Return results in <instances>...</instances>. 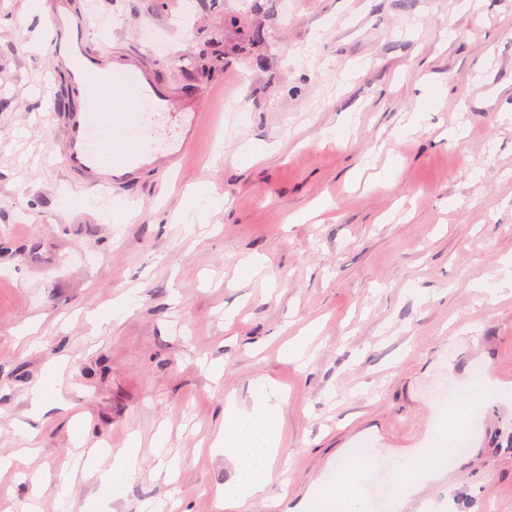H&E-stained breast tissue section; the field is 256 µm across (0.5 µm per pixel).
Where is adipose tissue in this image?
Listing matches in <instances>:
<instances>
[{"mask_svg": "<svg viewBox=\"0 0 512 512\" xmlns=\"http://www.w3.org/2000/svg\"><path fill=\"white\" fill-rule=\"evenodd\" d=\"M486 395L483 387L468 385L456 389L448 397V437L425 454L403 452L390 457V468L397 481L387 499L389 512H402L409 497L418 493L426 480L438 478L437 458L452 452V435L468 425L475 406ZM280 407L281 394L268 382L254 387L250 408L239 407L235 399H228L224 431L214 442L215 448L224 452L236 467L235 479L224 487L225 512H237L246 501L265 497L280 439ZM362 479V468L350 457H342L304 500L301 512H372V504L357 491Z\"/></svg>", "mask_w": 512, "mask_h": 512, "instance_id": "ef3b65f1", "label": "adipose tissue"}]
</instances>
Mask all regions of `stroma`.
<instances>
[{"label":"stroma","instance_id":"35a3bbf8","mask_svg":"<svg viewBox=\"0 0 512 512\" xmlns=\"http://www.w3.org/2000/svg\"><path fill=\"white\" fill-rule=\"evenodd\" d=\"M71 2L98 60L167 95L170 134L198 119L176 171L100 196L64 165L82 102L60 23L0 0V457L35 450L0 471V512H222L233 465L212 444L259 380L282 397L275 512L353 449L429 447L442 384L481 368L512 393V297L490 295L512 257V0ZM200 186L227 208L189 236ZM252 256L266 268L249 279ZM132 288L135 309L94 331ZM307 328L299 369L282 347ZM53 363L67 406L33 413ZM480 411L403 512H512V396ZM132 437L143 462L119 496L73 470L90 450L109 468Z\"/></svg>","mask_w":512,"mask_h":512}]
</instances>
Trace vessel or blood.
Returning <instances> with one entry per match:
<instances>
[{"label":"vessel or blood","mask_w":512,"mask_h":512,"mask_svg":"<svg viewBox=\"0 0 512 512\" xmlns=\"http://www.w3.org/2000/svg\"><path fill=\"white\" fill-rule=\"evenodd\" d=\"M165 109V104L157 102L141 112L73 113L65 159L67 169L90 171L96 181L114 187L123 183L127 170L141 164L173 169L185 152V142L169 137L159 141L152 138L155 122ZM119 132L126 134L128 147L117 156L108 153L106 147Z\"/></svg>","instance_id":"b4317fda"}]
</instances>
